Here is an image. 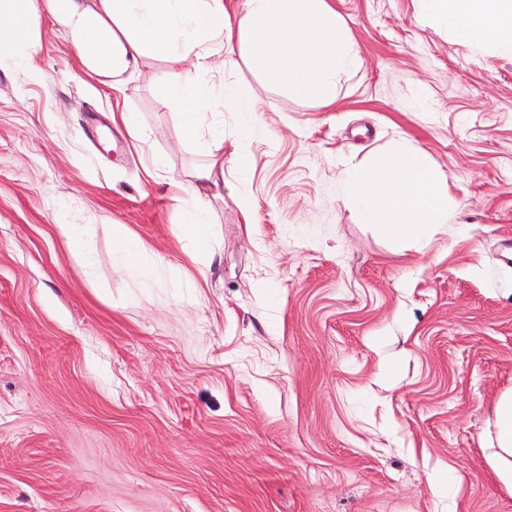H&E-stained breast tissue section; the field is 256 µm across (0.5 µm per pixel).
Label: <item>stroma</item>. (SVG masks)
Here are the masks:
<instances>
[{"mask_svg":"<svg viewBox=\"0 0 512 512\" xmlns=\"http://www.w3.org/2000/svg\"><path fill=\"white\" fill-rule=\"evenodd\" d=\"M329 2L362 61L333 105L206 78L255 107L245 138L215 117L207 259L171 192L204 154L153 94L162 63L114 95L45 19L35 70L0 69V512H512L488 435L512 389V55L419 0ZM401 138L449 201L396 246L342 182ZM116 224L156 273L123 269Z\"/></svg>","mask_w":512,"mask_h":512,"instance_id":"1","label":"stroma"}]
</instances>
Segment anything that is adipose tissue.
Here are the masks:
<instances>
[{"label":"adipose tissue","instance_id":"ef3b65f1","mask_svg":"<svg viewBox=\"0 0 512 512\" xmlns=\"http://www.w3.org/2000/svg\"><path fill=\"white\" fill-rule=\"evenodd\" d=\"M419 2L423 15L449 27L458 41L512 52V0ZM45 17L65 33L84 70L113 91H123L153 62L165 64L164 76L153 83L156 99L177 114L187 138L207 143L208 159L186 187L182 227L203 255L213 234L204 191L224 180V129L208 111L231 104L243 116L245 137L253 109L247 100L211 95L201 73H223L235 57L266 87L327 105L336 97L337 78L361 66L327 0H245L233 17L224 0H0V56L13 66L33 67ZM343 197L363 223L398 245L418 242L428 225L448 220L446 178L421 148L403 141L350 170ZM492 426L491 464L512 490V390L497 399Z\"/></svg>","mask_w":512,"mask_h":512}]
</instances>
